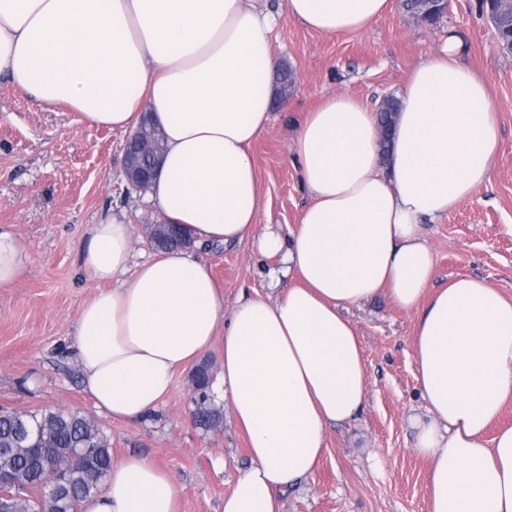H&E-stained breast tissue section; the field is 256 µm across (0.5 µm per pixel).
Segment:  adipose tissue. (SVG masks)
<instances>
[{
    "mask_svg": "<svg viewBox=\"0 0 512 512\" xmlns=\"http://www.w3.org/2000/svg\"><path fill=\"white\" fill-rule=\"evenodd\" d=\"M390 8L288 0L328 35L363 31ZM276 25L261 0H0L1 79L115 131L150 119L164 153L146 201L162 222L196 243L252 242L274 262L268 294L241 295L228 315L204 260L178 250L137 263L131 224L91 225L80 263L99 291L72 333L83 390L112 420L144 418L223 336V395L250 458L224 512H283L282 493L316 472L327 428L367 400L363 343L343 310L384 293L418 314L414 449L429 464L430 512H512V427L488 431L512 400V299L468 275L431 289L424 234L491 180V90L450 33L399 89L389 148L363 101L323 98L294 142L310 203L290 234L261 230L251 148L271 119ZM30 262L1 225L0 287ZM82 512H179L174 476L127 455Z\"/></svg>",
    "mask_w": 512,
    "mask_h": 512,
    "instance_id": "ef3b65f1",
    "label": "adipose tissue"
}]
</instances>
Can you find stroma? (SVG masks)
<instances>
[{
  "mask_svg": "<svg viewBox=\"0 0 512 512\" xmlns=\"http://www.w3.org/2000/svg\"><path fill=\"white\" fill-rule=\"evenodd\" d=\"M268 2L278 13L273 49L293 70L295 84L287 109L272 112L251 149L263 189L259 224L292 231L309 203L293 153L306 113L336 93L377 107L451 31L491 89L499 137L490 183L424 227L435 258L431 285L442 288L471 275L512 296V54L492 37L480 0H451L433 26L391 0L390 12L366 30L340 36L306 29L289 15L285 0ZM124 140V133L90 125L64 105L36 104L0 81V225H12L31 251L19 281L0 288V409L90 418L110 440L113 460L139 454L175 475L180 512H223L225 494L250 463L246 439L222 398L223 339L204 357L209 402L221 414L211 429L193 420L197 392L188 370L176 374L170 396L151 415L112 421L84 393L70 350L77 314L96 292L80 274L90 225L103 214L125 213L135 228V254L153 252L147 231L158 217L141 192L126 190ZM193 252L210 265L225 310L242 293L264 289L270 262L252 243ZM344 313L363 342L367 401L355 419L328 428L318 470L286 492L284 512H429L428 464L415 453L410 423L423 409L413 349L417 316L385 294Z\"/></svg>",
  "mask_w": 512,
  "mask_h": 512,
  "instance_id": "obj_1",
  "label": "stroma"
}]
</instances>
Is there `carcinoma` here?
<instances>
[{
    "label": "carcinoma",
    "mask_w": 512,
    "mask_h": 512,
    "mask_svg": "<svg viewBox=\"0 0 512 512\" xmlns=\"http://www.w3.org/2000/svg\"><path fill=\"white\" fill-rule=\"evenodd\" d=\"M500 49L512 54V11L497 16ZM168 235L157 241L160 248H180V227L166 225ZM209 368L201 365L193 376L201 391L195 417L206 428L219 424L220 413L207 402ZM112 467V447L98 425L78 414L42 412L0 413V477L6 493L0 512H80L82 501L100 491ZM54 470L60 482L44 486L45 469Z\"/></svg>",
    "instance_id": "1"
}]
</instances>
